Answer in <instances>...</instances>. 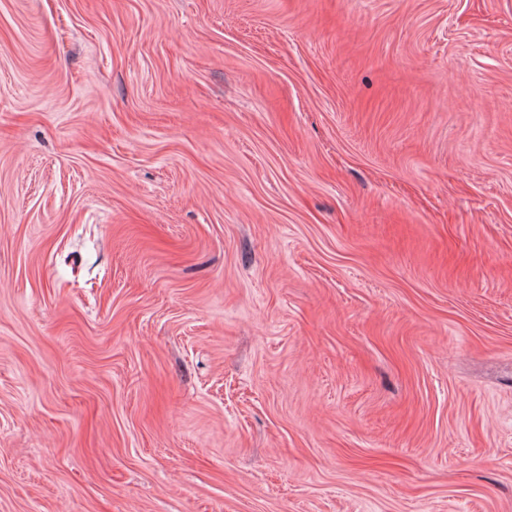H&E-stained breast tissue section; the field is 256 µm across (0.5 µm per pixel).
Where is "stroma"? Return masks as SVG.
Segmentation results:
<instances>
[{
	"label": "stroma",
	"mask_w": 512,
	"mask_h": 512,
	"mask_svg": "<svg viewBox=\"0 0 512 512\" xmlns=\"http://www.w3.org/2000/svg\"><path fill=\"white\" fill-rule=\"evenodd\" d=\"M0 512H512V0H0Z\"/></svg>",
	"instance_id": "35a3bbf8"
}]
</instances>
